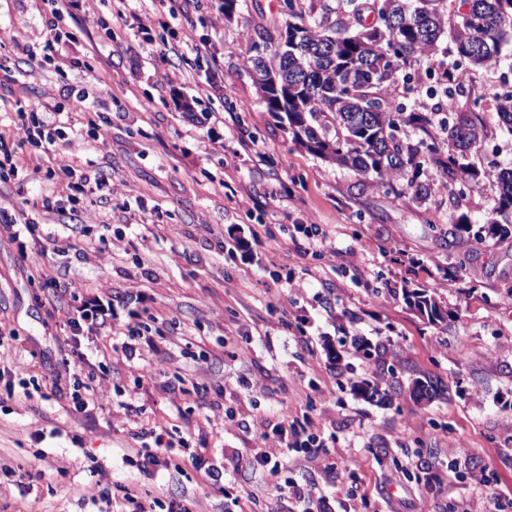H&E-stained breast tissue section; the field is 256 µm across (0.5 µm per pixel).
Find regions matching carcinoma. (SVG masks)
Masks as SVG:
<instances>
[{"label": "carcinoma", "instance_id": "cac0c4a2", "mask_svg": "<svg viewBox=\"0 0 512 512\" xmlns=\"http://www.w3.org/2000/svg\"><path fill=\"white\" fill-rule=\"evenodd\" d=\"M341 17L333 0H291L288 30L301 33L295 54L283 59L273 34H248L267 43L262 59L250 54L248 69L262 65L288 72V87L255 83L267 110L282 112L295 140L310 153L362 175L397 197L425 199L448 193V207H458L463 183L481 171L468 162L489 136L480 112L459 113L407 105L396 94L399 82L412 80L415 67L446 36L453 61L445 82L492 68L506 58L512 42V0H464V9L448 11L447 0H347ZM499 125L512 133V94L495 99ZM409 126L413 134L401 132ZM440 173V183L418 181L422 163ZM495 207L488 232L512 234V168L492 174ZM413 306L432 323L445 317L435 298L414 292ZM363 399L392 402L391 390L366 380L355 383Z\"/></svg>", "mask_w": 512, "mask_h": 512}]
</instances>
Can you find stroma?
<instances>
[{"instance_id":"1","label":"stroma","mask_w":512,"mask_h":512,"mask_svg":"<svg viewBox=\"0 0 512 512\" xmlns=\"http://www.w3.org/2000/svg\"><path fill=\"white\" fill-rule=\"evenodd\" d=\"M214 15L212 0H128L111 32L78 33L59 70L27 57L46 22L39 0H0V32L20 42L0 52L13 71L0 82V129L34 96L86 97L25 188L0 184V196L38 198L61 155L115 187L110 202L83 200L80 224L45 215L63 237L48 259L64 289L21 257L41 249L45 229L17 242L0 227V512H117L124 484L189 512H485L488 499L511 501L512 237L482 231L489 179L459 202L470 232L448 236L446 195L396 198L309 153L286 116L268 112L244 63L246 33L283 25L278 0H238L217 26ZM188 36L209 39L211 56L194 59ZM451 49L442 40L399 94L426 102ZM511 90L504 61L455 94L480 104L489 136L469 160L486 173L512 167V135L492 107ZM95 126L99 140H84ZM311 232L333 260L303 251ZM103 233L111 247L90 251ZM415 290L436 295L445 322L408 304ZM93 297L112 315L94 339L95 404L78 413L64 310ZM130 327L143 339L113 350ZM418 378L441 395L416 400ZM361 380L394 382L392 405L358 396ZM281 409L324 446L313 458L290 449L272 475L256 459ZM161 423L187 448L144 465L137 452ZM219 466L220 490L205 477Z\"/></svg>"}]
</instances>
